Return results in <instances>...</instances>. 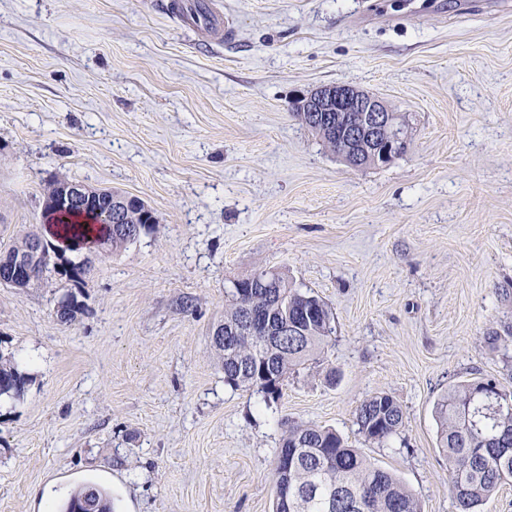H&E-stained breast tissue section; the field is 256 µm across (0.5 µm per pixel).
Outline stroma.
Wrapping results in <instances>:
<instances>
[{"instance_id": "stroma-1", "label": "stroma", "mask_w": 512, "mask_h": 512, "mask_svg": "<svg viewBox=\"0 0 512 512\" xmlns=\"http://www.w3.org/2000/svg\"><path fill=\"white\" fill-rule=\"evenodd\" d=\"M173 0H0V248L44 188L142 198L157 224L80 291L0 286V512H55L77 484L117 512H272L284 420L336 429L454 512L434 404L512 389V0H210L236 30L177 26ZM346 83L401 114L405 153L355 168L290 113ZM285 272L332 308L320 359L281 398L224 384L211 331L235 280ZM75 292L77 320L55 305ZM379 392L387 446L355 414ZM28 379L22 374L11 357L0 356V397L16 399L23 396L22 387ZM20 384V390L16 388ZM403 423L401 405L387 393L371 396L356 411L358 431L368 442L387 444L399 433Z\"/></svg>"}]
</instances>
